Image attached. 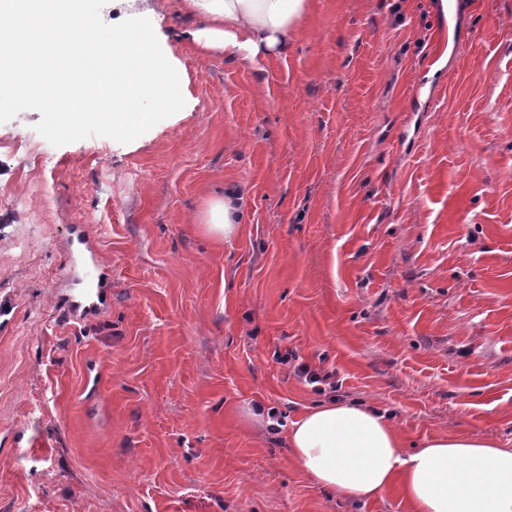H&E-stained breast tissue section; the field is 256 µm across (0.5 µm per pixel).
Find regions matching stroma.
<instances>
[{"mask_svg": "<svg viewBox=\"0 0 512 512\" xmlns=\"http://www.w3.org/2000/svg\"><path fill=\"white\" fill-rule=\"evenodd\" d=\"M160 27L186 104L133 131L0 98V512H408L337 499L286 430L336 370L407 447L512 443V0H308L287 47L201 54ZM245 196L224 244L193 218ZM106 314L59 321L68 228ZM278 361L281 364H289L293 368V373L299 379L303 380L305 384L311 385L312 390L317 393H325L329 391L330 393H336L339 386V380L336 381V371H322L312 369L306 363H297V356L293 352L287 351L285 354L277 355Z\"/></svg>", "mask_w": 512, "mask_h": 512, "instance_id": "stroma-1", "label": "stroma"}]
</instances>
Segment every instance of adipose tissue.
Returning <instances> with one entry per match:
<instances>
[{
	"label": "adipose tissue",
	"instance_id": "obj_1",
	"mask_svg": "<svg viewBox=\"0 0 512 512\" xmlns=\"http://www.w3.org/2000/svg\"><path fill=\"white\" fill-rule=\"evenodd\" d=\"M134 18L103 25L88 0H0V90L54 100L79 92L112 105L124 133L183 104L167 56L155 47L161 0H127ZM203 22L191 38L202 49L239 50L248 59L279 55L307 0H184ZM98 49L100 63L85 54ZM243 198L226 190L198 216L207 234L231 242ZM294 463L316 486L364 500L399 487L410 512H512V446L437 437L408 454L385 413L363 403L320 402L290 422Z\"/></svg>",
	"mask_w": 512,
	"mask_h": 512
}]
</instances>
